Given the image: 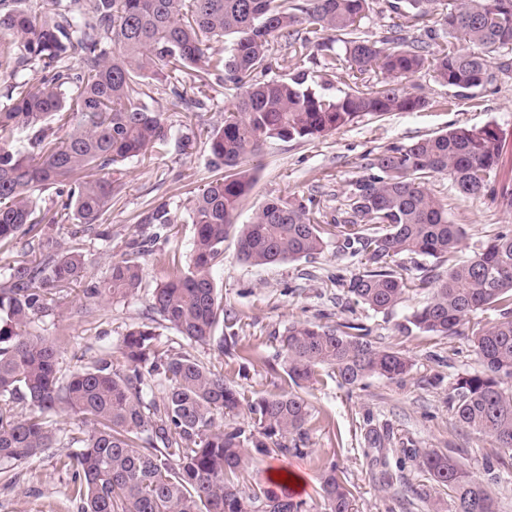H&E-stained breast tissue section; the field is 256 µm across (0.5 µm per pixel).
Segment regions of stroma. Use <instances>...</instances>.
<instances>
[{
	"label": "stroma",
	"instance_id": "obj_1",
	"mask_svg": "<svg viewBox=\"0 0 512 512\" xmlns=\"http://www.w3.org/2000/svg\"><path fill=\"white\" fill-rule=\"evenodd\" d=\"M491 73L490 85L463 98L424 72L407 83L410 91L428 98V106L421 111L365 116L319 139L267 140L248 162L255 180L234 224L249 223L265 200L288 195L313 200L328 214H336L352 183L364 175L366 157L456 126L497 124L505 140V176L512 180V60L495 56ZM234 97V92L220 90L198 118L173 106L167 90L155 92L150 107L165 113L171 127L168 143L162 150L127 161L126 186L113 198L107 218L111 241L88 237L81 241L93 279L102 276L111 256L121 253L128 243H144L142 286L133 296L105 302L91 316L79 313L77 294L65 293L39 318L38 334L61 342L62 374L91 365L108 347L113 350V363L121 364L123 336L132 326L150 322L161 348L189 355L223 373L238 382L246 395H276L287 384L273 357L279 348L277 337L289 322L349 324L361 328L375 345L407 357L412 363L410 371L393 380L369 377L349 388L338 384L330 368H322L319 383L307 394L313 419L306 454L254 456L248 468L249 482L265 480L269 469L285 468L304 477L300 496L315 502L320 468L332 461L354 493L355 512H429V499L443 498L444 493L403 451L433 448L453 456L463 471L487 485L497 512H512V468L498 464L512 454L499 448L493 438L460 426L448 404L455 379L483 369L471 343L463 336L401 332L406 317L428 298L421 291L409 293L387 312L365 306L347 308L346 285L362 265L359 257L339 252L336 244H329L310 260L252 266L240 260L237 237L229 235L224 261L214 278L225 307L237 315V347L252 355L246 376L238 374L237 356L220 355L212 343L187 341L153 319L151 293L165 278L169 265H188L193 227L183 222L155 241L151 238L155 227L145 218L161 203L184 218L198 189L221 177V170L209 164L206 133L223 122ZM428 187L447 201L449 221L466 230L455 260L472 257L499 225H512V209L490 197L457 195L444 177L431 179ZM372 428L384 437L381 448L368 447L364 440ZM65 454V449L52 448L25 463L0 468V512H79V502L70 493V474L62 465ZM385 457L402 460L405 483L390 489L379 487L375 476ZM422 490L427 499L419 498Z\"/></svg>",
	"mask_w": 512,
	"mask_h": 512
}]
</instances>
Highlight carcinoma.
<instances>
[{"mask_svg": "<svg viewBox=\"0 0 512 512\" xmlns=\"http://www.w3.org/2000/svg\"><path fill=\"white\" fill-rule=\"evenodd\" d=\"M36 11L29 0H0V255L26 240L31 257L0 265V464L23 463L47 448H70L80 512H311L274 482L246 490L253 455L302 452L312 406L301 390L327 366L348 387L371 376L394 379L409 362L361 335L311 321H293L275 355L289 390L248 397L221 373L162 349L155 327L142 323L123 336V363L112 355L60 375L57 345L31 333L56 296L81 283L86 259L78 240L98 231L125 186V162L165 145L171 127L146 103L161 80L175 105L199 112L214 101L210 76L238 90L223 124L207 132L211 164L224 177L192 200L190 263L172 266L154 289L150 309L195 343L236 346L215 336L231 319L213 269L224 260L232 216L253 185L248 156L264 141L323 137L366 116L414 112L429 105L402 82L422 71L458 96L491 82V55L512 52V0H398L399 21L387 35H361L370 0H51ZM442 10L445 36L417 21ZM306 23L305 32L297 26ZM233 38L228 54L211 41ZM281 38L294 59L288 80L269 76L271 43ZM317 64L312 70L306 64ZM374 71L380 78L331 94L336 71ZM23 137L27 149H15ZM504 144L497 126L456 127L368 159L338 212L274 197L238 235L242 261L262 266L312 259L329 239L361 256L363 270L347 284L354 303L374 311L400 304L408 291L429 290L402 332L465 336L485 371L457 378L449 403L458 423L512 451V225L501 227L472 258L412 276L401 255L449 260L465 229L448 223L447 204L427 187L445 176L464 196L489 195L512 207V184L498 177ZM55 190L51 205L41 189ZM158 231L182 223L167 205L153 209ZM71 226L70 245L51 232ZM133 242L113 258L101 280L80 289L89 314L110 299L136 294L144 276ZM494 308L499 318L469 325ZM162 396H148L153 388ZM24 402L29 411L17 412ZM245 410L251 424L219 421ZM71 413L84 426L64 432L55 417ZM410 457L448 490L452 512H497L483 482L450 455L410 448ZM329 463L320 474V512H353L354 494Z\"/></svg>", "mask_w": 512, "mask_h": 512, "instance_id": "carcinoma-1", "label": "carcinoma"}]
</instances>
